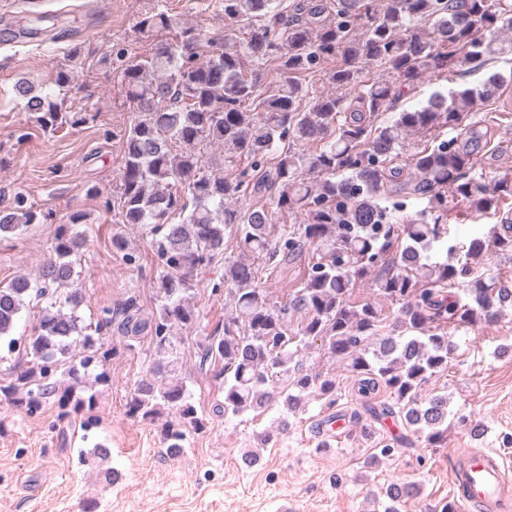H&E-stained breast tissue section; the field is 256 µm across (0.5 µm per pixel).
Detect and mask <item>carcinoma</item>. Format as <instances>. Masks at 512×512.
Segmentation results:
<instances>
[{
    "instance_id": "cac0c4a2",
    "label": "carcinoma",
    "mask_w": 512,
    "mask_h": 512,
    "mask_svg": "<svg viewBox=\"0 0 512 512\" xmlns=\"http://www.w3.org/2000/svg\"><path fill=\"white\" fill-rule=\"evenodd\" d=\"M224 0V19L232 27L223 41L202 40L193 27L179 25L166 12L140 21L148 30L174 33L141 60L127 65L122 83L138 112L123 133L124 154L118 213L123 224H141L156 236L162 271L158 307L142 319L134 302L123 310L117 330L128 339L146 333L153 361L126 396L129 416L162 420L159 438L166 452L184 453L190 432L205 427L180 366L181 339L176 328L196 319L189 305L194 271L224 249L225 234L238 247L267 262L276 272L302 261L307 278L288 301L275 305L261 287L258 268L224 262V281L212 287L224 293L234 310L224 325L198 345L200 367L213 373L224 401L216 412L230 420L265 414L273 404L280 416L255 433L265 446L288 428V416L306 407L312 396L332 407L339 395L336 379L303 368L301 350L321 341L330 356L355 376L354 395L376 420H399L430 447L448 432V395L424 393L439 371L448 368L453 349L444 327H463L486 319L508 303L512 289L491 276L463 283L488 250L512 252V236L495 233L461 247L447 245L448 188L467 199L478 213L496 209V193L475 175L477 149L485 137L480 126L465 123L478 99H490L505 82L490 74L476 88L446 96L431 95L423 106L396 113L400 89L363 77L374 62L407 85L426 73L448 80V73L479 70L490 57L512 52V42L492 35L512 31V6L492 7L490 0ZM428 31L418 32L419 26ZM342 64L330 79L343 90L317 95L310 79L335 58ZM276 64L275 81L267 80V63ZM30 112L43 113L44 126L59 128L83 122L50 96H31L18 86ZM448 129L449 140L439 139ZM421 133L423 145L407 138ZM316 142L312 154L289 145ZM219 145L223 162L203 164V152ZM246 159L240 168L235 161ZM415 177L404 175V168ZM395 199L381 206L377 193ZM258 202L239 207L246 195ZM409 198L426 206L414 217L399 209ZM294 222L271 240L272 215ZM39 220L17 201L0 210V234H11ZM449 255L461 254L460 266L434 261L435 244ZM81 235L60 229L54 257L34 279L18 275L0 286V342L10 353L23 349L30 365L0 390L32 413L54 399L58 417L96 405L95 387L109 382L107 361L117 354L95 335L112 326V311L92 326L78 314L81 296L73 288ZM377 295L399 305L393 331L379 333L382 309L374 302L352 301L357 282L373 272ZM460 288L453 297L448 289ZM48 299L34 335H11L27 297ZM308 318L292 327L295 312ZM67 366L68 381L55 379L57 364ZM384 392L388 399L376 401ZM79 464L110 486L119 477L112 451L102 444L79 451ZM420 494V486L391 483L385 512Z\"/></svg>"
}]
</instances>
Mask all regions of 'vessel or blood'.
<instances>
[{
	"instance_id": "1",
	"label": "vessel or blood",
	"mask_w": 512,
	"mask_h": 512,
	"mask_svg": "<svg viewBox=\"0 0 512 512\" xmlns=\"http://www.w3.org/2000/svg\"><path fill=\"white\" fill-rule=\"evenodd\" d=\"M451 481L464 507L512 512V494L505 488L501 456L496 451L466 453L462 468L452 470Z\"/></svg>"
}]
</instances>
